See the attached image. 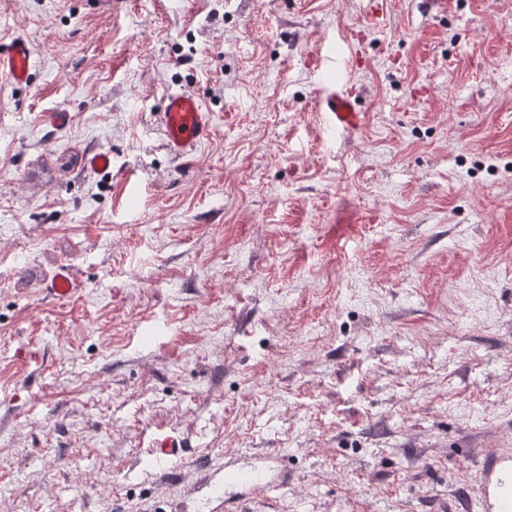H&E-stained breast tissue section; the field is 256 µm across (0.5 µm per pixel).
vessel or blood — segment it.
Returning <instances> with one entry per match:
<instances>
[{"label":"vessel or blood","instance_id":"b4317fda","mask_svg":"<svg viewBox=\"0 0 512 512\" xmlns=\"http://www.w3.org/2000/svg\"><path fill=\"white\" fill-rule=\"evenodd\" d=\"M32 70V51L23 37H15L0 49V82L11 86L28 83ZM324 125L333 131L353 132L365 121L347 82L322 85L314 102ZM163 149L178 157L197 150L213 132L211 112L194 93L168 92L158 114ZM77 287L69 268H58L47 281L48 292L58 298L72 295ZM185 448L183 438L158 435L151 454L159 463L180 459ZM478 512H512V448L496 449L480 472Z\"/></svg>","mask_w":512,"mask_h":512}]
</instances>
